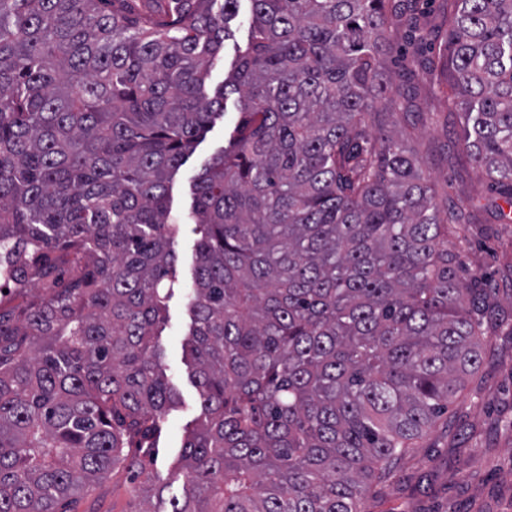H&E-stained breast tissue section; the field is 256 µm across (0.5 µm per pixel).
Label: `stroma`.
<instances>
[{"label": "stroma", "instance_id": "stroma-1", "mask_svg": "<svg viewBox=\"0 0 512 512\" xmlns=\"http://www.w3.org/2000/svg\"><path fill=\"white\" fill-rule=\"evenodd\" d=\"M416 8L433 21L434 28L416 52L412 49L414 33L403 20L394 19L392 49L385 62L391 76L412 67L415 56L435 61L443 50L446 0H417ZM250 17V0H239L238 16L232 23L234 37L225 41L209 72L207 96H214L233 68L235 47L246 42ZM417 103L416 112L395 113L393 129L410 133V144L423 162L438 201L464 208L476 217L467 230H449L448 248L461 256L458 279L479 289L488 302L480 318L489 335L483 363L449 406L445 426L429 431L402 458L389 474L382 497L368 500L365 508L367 512H512V223L499 221L495 207L503 199L498 188L489 185L484 171L468 160L460 145L459 114L449 113L446 98L431 93L426 80L418 87ZM240 117L237 95H228L223 113L174 178L170 192L174 217L190 212L195 177L223 148ZM198 239L195 225L179 226L174 241L176 274L166 300V320L158 331L165 373L180 403L156 441L154 457L144 459L143 476L134 479L125 469H117L73 498L70 512H140L143 490L151 484L167 493L165 499L153 500V512H167L168 495L182 489L179 451L186 429L201 414L182 348L190 327L188 300Z\"/></svg>", "mask_w": 512, "mask_h": 512}]
</instances>
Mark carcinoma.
<instances>
[{
    "mask_svg": "<svg viewBox=\"0 0 512 512\" xmlns=\"http://www.w3.org/2000/svg\"><path fill=\"white\" fill-rule=\"evenodd\" d=\"M400 0H0V512H67L138 472L179 395L156 328L174 273L172 181L211 118H241L193 184L186 343L204 420L169 512H364L482 359L448 226L375 103ZM433 89L512 206V0H451ZM70 263L68 280L54 272ZM251 17V2L249 0H240L238 2V16L232 23L234 38L224 42V48L219 54L213 67L210 69L206 80L205 93L212 98L215 91L224 84V77L231 71L235 64L236 44L242 45L246 42L249 22ZM10 288L7 294L2 292V305L5 307L21 308L29 301L35 300L40 297L43 292L40 288H15L13 283H10Z\"/></svg>",
    "mask_w": 512,
    "mask_h": 512,
    "instance_id": "obj_1",
    "label": "carcinoma"
}]
</instances>
